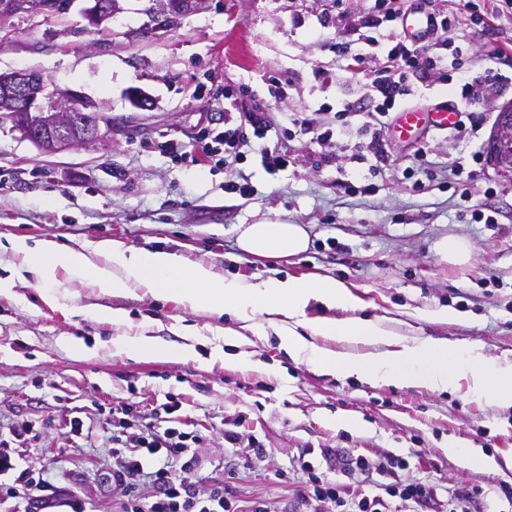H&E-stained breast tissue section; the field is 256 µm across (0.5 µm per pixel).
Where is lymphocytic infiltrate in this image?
<instances>
[{"mask_svg":"<svg viewBox=\"0 0 512 512\" xmlns=\"http://www.w3.org/2000/svg\"><path fill=\"white\" fill-rule=\"evenodd\" d=\"M401 15L402 10L395 7L394 0H373L360 21L361 28L370 32L365 49L337 45V56L345 60L346 71L358 77L362 92L360 99L344 102L343 114L361 111L363 101H374L365 129L370 132L374 147H381L385 117L396 104L414 96L416 78L447 67L457 77V94L465 107L462 118L449 129L448 136L456 142L477 138L481 129L479 111L511 86L512 78L492 67L474 70L473 56L465 44L449 40L416 44L389 30V23L399 21ZM379 42L385 48L378 57L370 48ZM272 128L268 113H240L231 107L224 111L223 126L210 128L200 137L199 150L206 161L220 157L229 164L242 163L252 155L259 158L267 172L276 173L288 167L290 156L281 146L269 145ZM160 408L164 413L162 428L149 427L135 435L119 432L112 436L117 477L126 494L137 502L132 512H236L233 499L227 497L222 487L213 489L204 498H183L192 474L182 458L201 438L188 431V422L183 419L178 402L169 399ZM320 458L324 472H317V466L307 461L300 465L307 476L301 500L309 512H384V498L388 495L417 505L430 502L436 495L434 485L421 480L386 488L372 481L358 499H349L328 477L329 472L347 465V457L339 449L324 448ZM148 467L153 470L155 487L150 495L143 494L137 483L138 476Z\"/></svg>","mask_w":512,"mask_h":512,"instance_id":"1","label":"lymphocytic infiltrate"}]
</instances>
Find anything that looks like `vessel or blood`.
Here are the masks:
<instances>
[{"label":"vessel or blood","mask_w":512,"mask_h":512,"mask_svg":"<svg viewBox=\"0 0 512 512\" xmlns=\"http://www.w3.org/2000/svg\"><path fill=\"white\" fill-rule=\"evenodd\" d=\"M401 24L403 35L416 42L423 41L432 27L428 13L415 6L405 11ZM460 112L461 106L454 100L405 107L397 112L389 133L402 142L418 140L431 131L445 133L458 121Z\"/></svg>","instance_id":"1"}]
</instances>
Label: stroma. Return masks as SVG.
<instances>
[{"instance_id":"35a3bbf8","label":"stroma","mask_w":512,"mask_h":512,"mask_svg":"<svg viewBox=\"0 0 512 512\" xmlns=\"http://www.w3.org/2000/svg\"><path fill=\"white\" fill-rule=\"evenodd\" d=\"M431 2L455 16L448 35L469 42L479 65L512 72V54L490 55L512 39V11H498L486 32L463 0ZM94 4L45 0L33 9L0 0V74L39 71L112 123L95 142L45 154L0 121V242L24 237L76 247L102 239L177 252L225 277L342 279L365 316L411 337L479 343L489 356L512 361V178L490 166L474 171L466 203L450 175L454 163L471 168V151L485 147L500 108L512 107V91L488 105L479 139L458 146L429 134L430 171L406 177L414 147L393 141L391 160L371 176L352 158L364 113L337 132L330 163L321 162L310 134L288 122L291 113L314 110L319 121H331L341 99L358 98L335 46L357 40L366 0H352L345 24L334 19V0H113L111 18L99 25L89 21ZM324 13L332 17L325 28L316 20ZM319 68L336 84L320 87ZM271 76L279 90L270 89ZM244 86L246 107L271 114L272 140L292 157L287 170L271 174L251 160L212 170L161 151L172 137L196 150L200 130L224 119L225 89ZM241 173L254 188L247 199L224 191ZM361 174L370 191L345 192L344 182ZM476 206L493 223L476 222ZM273 212L306 227L308 249L283 258L241 255L236 226ZM450 237L471 242L468 264L448 263L441 243ZM22 263L0 254V278L15 280L13 294L0 295V485L17 491L0 498V512H125L112 478V409L137 403L135 422L143 427L168 393L203 437L192 492L229 484L242 512L256 501L268 512H305L295 464L323 448L408 460L407 469L384 476L387 484L419 478L442 493L464 484L512 488V407L475 398L466 381L438 393L341 377L295 361L272 332L255 339L252 365H226L212 360L206 338L234 319L190 310L172 296H104L62 270L55 289L67 300L57 306ZM85 306L124 309L130 322L80 315ZM442 307L460 320L421 319V311ZM143 330L171 346L194 343L198 359L113 347L114 337ZM67 337L87 354L67 348ZM75 417L84 423L77 436ZM350 418L365 429L347 428ZM235 428L253 447L226 448L224 433ZM452 440L479 449L481 460L448 454ZM39 477L41 495L26 493L27 480Z\"/></svg>"}]
</instances>
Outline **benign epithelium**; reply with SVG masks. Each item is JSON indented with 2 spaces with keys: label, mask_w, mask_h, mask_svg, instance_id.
<instances>
[{
  "label": "benign epithelium",
  "mask_w": 512,
  "mask_h": 512,
  "mask_svg": "<svg viewBox=\"0 0 512 512\" xmlns=\"http://www.w3.org/2000/svg\"><path fill=\"white\" fill-rule=\"evenodd\" d=\"M0 105L28 116L17 129L39 149L55 153L83 144L99 136L98 122L88 120L89 105L74 94L57 98V89L34 70L13 71L0 77Z\"/></svg>",
  "instance_id": "7a95c632"
}]
</instances>
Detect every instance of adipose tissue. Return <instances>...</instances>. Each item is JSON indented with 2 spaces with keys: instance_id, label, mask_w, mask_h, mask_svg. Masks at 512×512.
Segmentation results:
<instances>
[{
  "instance_id": "1",
  "label": "adipose tissue",
  "mask_w": 512,
  "mask_h": 512,
  "mask_svg": "<svg viewBox=\"0 0 512 512\" xmlns=\"http://www.w3.org/2000/svg\"><path fill=\"white\" fill-rule=\"evenodd\" d=\"M236 233L238 248L257 257L296 255L309 243L303 225L277 218L238 225ZM10 248L22 256L26 271L35 276L46 290V300L53 303L58 300L53 291L56 274L63 269L106 294L172 295L189 308L244 322L260 313L266 323L254 327V335L273 329L294 358L334 374L396 387L424 385L437 392L453 390L463 378L474 396L512 406V361L488 357L477 345L459 347L403 337L379 319L359 316L361 301L341 280L321 276L257 281L227 278L205 264H186L174 252H146L106 240H89L76 249L56 243L33 246L20 237ZM313 301L339 310V317L307 316ZM319 336L363 345L367 351L340 353L317 345Z\"/></svg>"
}]
</instances>
